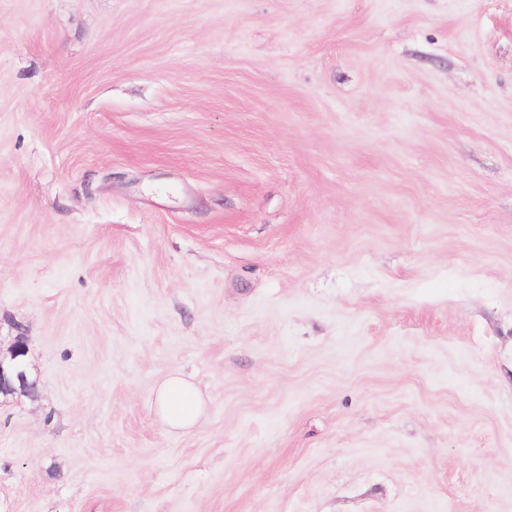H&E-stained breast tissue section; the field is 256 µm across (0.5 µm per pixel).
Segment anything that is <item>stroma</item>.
I'll return each mask as SVG.
<instances>
[{"instance_id":"1","label":"stroma","mask_w":512,"mask_h":512,"mask_svg":"<svg viewBox=\"0 0 512 512\" xmlns=\"http://www.w3.org/2000/svg\"><path fill=\"white\" fill-rule=\"evenodd\" d=\"M19 331L0 512H512V0H0ZM28 339L18 332L12 336L7 355L0 348V394H32L37 390V381L28 382L22 357L28 354ZM157 412L173 431L189 432L204 413V399L198 388L178 374L167 376L156 390Z\"/></svg>"}]
</instances>
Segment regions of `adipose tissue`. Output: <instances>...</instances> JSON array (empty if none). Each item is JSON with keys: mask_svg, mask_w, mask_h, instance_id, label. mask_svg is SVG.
I'll use <instances>...</instances> for the list:
<instances>
[{"mask_svg": "<svg viewBox=\"0 0 512 512\" xmlns=\"http://www.w3.org/2000/svg\"><path fill=\"white\" fill-rule=\"evenodd\" d=\"M157 412L171 430L189 432L204 413L198 388L180 375L167 376L156 390Z\"/></svg>", "mask_w": 512, "mask_h": 512, "instance_id": "ef3b65f1", "label": "adipose tissue"}]
</instances>
